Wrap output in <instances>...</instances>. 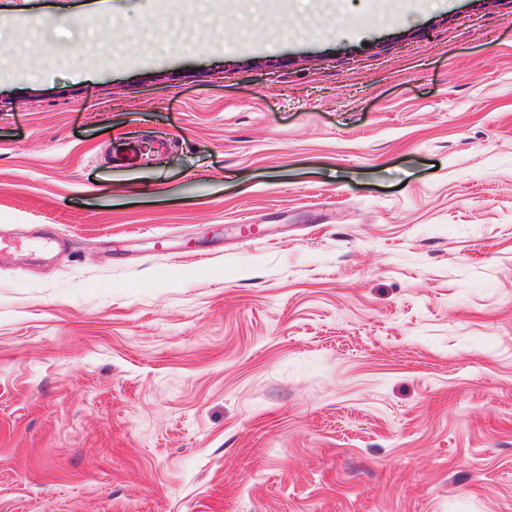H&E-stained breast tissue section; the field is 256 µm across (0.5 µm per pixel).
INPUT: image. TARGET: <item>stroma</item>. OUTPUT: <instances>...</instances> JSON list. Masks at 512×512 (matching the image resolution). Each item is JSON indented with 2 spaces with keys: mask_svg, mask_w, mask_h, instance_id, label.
<instances>
[{
  "mask_svg": "<svg viewBox=\"0 0 512 512\" xmlns=\"http://www.w3.org/2000/svg\"><path fill=\"white\" fill-rule=\"evenodd\" d=\"M0 0V512H512V0Z\"/></svg>",
  "mask_w": 512,
  "mask_h": 512,
  "instance_id": "obj_1",
  "label": "stroma"
}]
</instances>
